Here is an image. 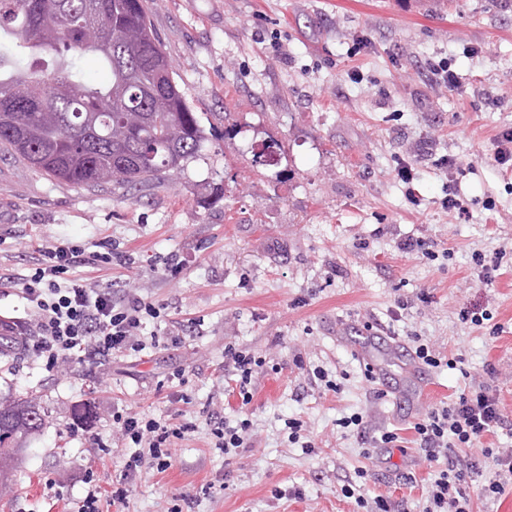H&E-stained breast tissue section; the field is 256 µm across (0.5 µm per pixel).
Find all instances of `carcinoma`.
<instances>
[{
  "label": "carcinoma",
  "instance_id": "cac0c4a2",
  "mask_svg": "<svg viewBox=\"0 0 512 512\" xmlns=\"http://www.w3.org/2000/svg\"><path fill=\"white\" fill-rule=\"evenodd\" d=\"M91 56L109 70L85 80ZM204 128L145 0H0V147L55 179L134 189L196 157ZM45 411L0 407V454Z\"/></svg>",
  "mask_w": 512,
  "mask_h": 512
}]
</instances>
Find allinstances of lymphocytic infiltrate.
<instances>
[{
  "instance_id": "1",
  "label": "lymphocytic infiltrate",
  "mask_w": 512,
  "mask_h": 512,
  "mask_svg": "<svg viewBox=\"0 0 512 512\" xmlns=\"http://www.w3.org/2000/svg\"><path fill=\"white\" fill-rule=\"evenodd\" d=\"M134 257L109 243L104 250L59 244L42 248L29 274L17 278L31 319L23 331L31 338V353L43 359L49 371L64 374L73 365L93 359L108 360L124 352H141L148 345L141 330L147 320L163 318L162 305L109 287H92L69 278L71 270L85 266H130ZM263 362L248 350L226 345L224 369L233 377L242 401H249V386ZM112 422L121 438L135 450L125 460L124 479L112 486L109 499L115 507L126 504V482L144 467L165 471L171 464L173 440L193 431L183 413L157 420L131 411H113ZM504 417L496 396L483 384L471 385L455 400L434 405L414 424L419 459L431 462L451 448H468L501 426ZM479 461L449 462L429 489L426 512H472L469 494Z\"/></svg>"
}]
</instances>
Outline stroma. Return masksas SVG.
Masks as SVG:
<instances>
[{
  "label": "stroma",
  "instance_id": "stroma-1",
  "mask_svg": "<svg viewBox=\"0 0 512 512\" xmlns=\"http://www.w3.org/2000/svg\"><path fill=\"white\" fill-rule=\"evenodd\" d=\"M173 77L211 136L199 157L134 190L73 186L0 157V268L25 274L41 247L115 240L132 267H82L91 285L132 288L166 308L144 336L158 344L81 364L66 375L44 360L0 355V403L45 408L43 427L0 458V512H77L89 486L111 488L127 453L109 405L164 418L185 410L196 428L171 446L165 472L129 479L124 512H423L446 458L419 462L409 423L459 388L490 384L502 427L459 456L512 448V267L492 285L476 255L512 257V169L494 159L493 137L512 128V0H149ZM368 53L350 56L353 37ZM447 58L461 82L433 93L422 71ZM495 88L497 106L483 94ZM434 140L465 170L455 189L463 212L440 205L448 178L415 162L412 184L396 175L416 139ZM279 145L280 161L257 166L254 141ZM437 245L427 257L399 250ZM182 265L165 273L163 256ZM486 306L482 325L463 308ZM383 328L399 342H430L443 366L413 381L406 362L373 350L398 395L369 380L354 347ZM264 361L252 399L231 394L224 347ZM322 367L336 384L312 379ZM185 372L182 402L169 374ZM362 413L364 427L339 419ZM91 414L110 447L76 432ZM249 419L245 445L210 444L209 414ZM300 419L309 447L288 439ZM397 431L401 448L374 441ZM366 477H359L361 467Z\"/></svg>",
  "mask_w": 512,
  "mask_h": 512
}]
</instances>
